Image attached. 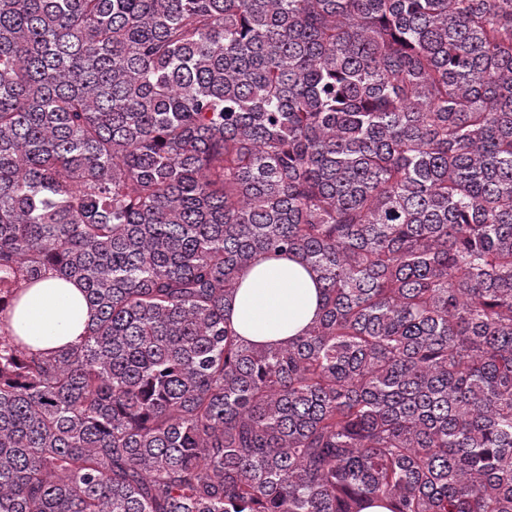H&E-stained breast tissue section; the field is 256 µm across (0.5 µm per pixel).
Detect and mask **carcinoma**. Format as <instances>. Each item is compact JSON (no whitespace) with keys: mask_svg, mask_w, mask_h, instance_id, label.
<instances>
[{"mask_svg":"<svg viewBox=\"0 0 512 512\" xmlns=\"http://www.w3.org/2000/svg\"><path fill=\"white\" fill-rule=\"evenodd\" d=\"M49 269L56 352L1 329ZM375 502L512 512V0H0V512ZM319 291L295 258L258 254L240 272L226 318L251 343H285L317 318ZM4 316L25 344L57 350L82 340L94 310L87 305L79 284L49 273L46 279L25 289Z\"/></svg>","mask_w":512,"mask_h":512,"instance_id":"1","label":"carcinoma"}]
</instances>
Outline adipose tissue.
<instances>
[{
  "label": "adipose tissue",
  "mask_w": 512,
  "mask_h": 512,
  "mask_svg": "<svg viewBox=\"0 0 512 512\" xmlns=\"http://www.w3.org/2000/svg\"><path fill=\"white\" fill-rule=\"evenodd\" d=\"M320 312L315 281L292 257L259 254L243 268L226 318L251 343H283L301 335ZM94 317L79 284L55 275L25 289L4 320L27 345L61 349L78 344Z\"/></svg>",
  "instance_id": "ef3b65f1"
}]
</instances>
